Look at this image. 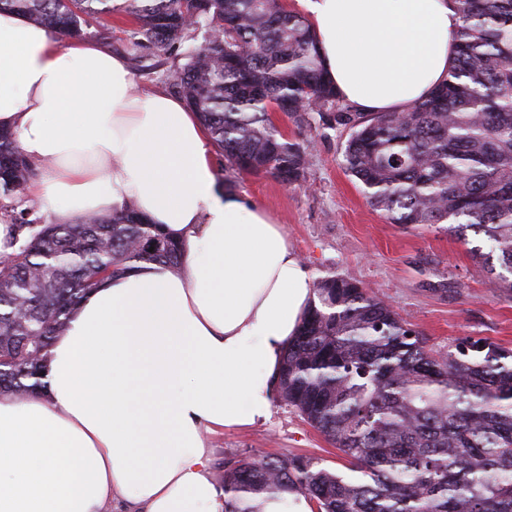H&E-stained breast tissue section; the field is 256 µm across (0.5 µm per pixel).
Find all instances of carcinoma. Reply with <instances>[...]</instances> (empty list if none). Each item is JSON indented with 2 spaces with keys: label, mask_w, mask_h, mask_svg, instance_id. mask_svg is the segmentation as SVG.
<instances>
[{
  "label": "carcinoma",
  "mask_w": 512,
  "mask_h": 512,
  "mask_svg": "<svg viewBox=\"0 0 512 512\" xmlns=\"http://www.w3.org/2000/svg\"><path fill=\"white\" fill-rule=\"evenodd\" d=\"M113 0H0L80 36ZM462 25L448 80L402 112L341 103L308 23L281 0H132L141 59L185 50L173 88L210 133L220 167L305 179L308 145L272 123L347 133L345 170L392 224L444 225L479 241L476 271L512 292V0H457ZM35 176L0 128V218L17 225L0 254V393L45 387L49 350L79 299L140 262L177 268L178 244L133 209L44 224L23 194ZM289 343L279 398L348 458L351 474L307 456L224 463V512H266L288 495L312 512H512V352L466 341L427 348L393 308L329 274Z\"/></svg>",
  "instance_id": "obj_1"
}]
</instances>
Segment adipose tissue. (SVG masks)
<instances>
[{"label":"adipose tissue","mask_w":512,"mask_h":512,"mask_svg":"<svg viewBox=\"0 0 512 512\" xmlns=\"http://www.w3.org/2000/svg\"><path fill=\"white\" fill-rule=\"evenodd\" d=\"M338 95L400 112L454 64L455 0H297ZM0 127L39 171L51 224L134 209L177 240L74 306L45 390L0 395V512H224L210 437L271 416L316 301L281 224L219 181L183 99L136 91L126 61L0 12Z\"/></svg>","instance_id":"ef3b65f1"}]
</instances>
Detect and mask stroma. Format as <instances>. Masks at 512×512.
Returning <instances> with one entry per match:
<instances>
[{"mask_svg":"<svg viewBox=\"0 0 512 512\" xmlns=\"http://www.w3.org/2000/svg\"><path fill=\"white\" fill-rule=\"evenodd\" d=\"M132 26L127 11H116L101 16L85 36L122 55L140 90H170L171 60L161 56L156 68H142L141 51L127 35ZM273 121L288 139L314 142L304 181L287 186L265 175L240 176L236 190L282 224L313 278L336 273L355 280L419 330L430 348L448 351L471 337L512 349V292L476 273L469 244L434 226L389 223L344 168L345 134L301 131L279 112ZM211 444L218 472L238 456L304 455L342 473L348 467L334 444L277 401L266 423L213 435Z\"/></svg>","mask_w":512,"mask_h":512,"instance_id":"obj_1","label":"stroma"}]
</instances>
